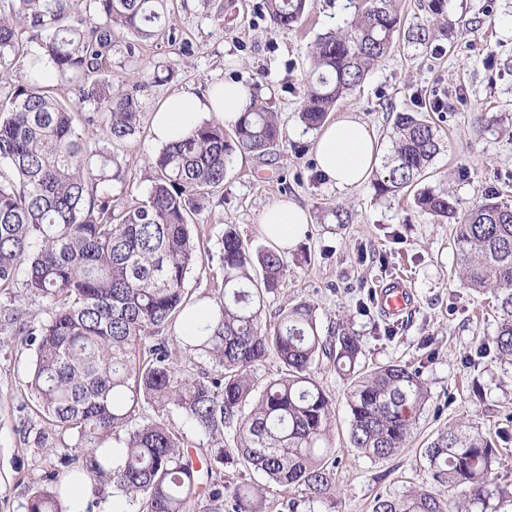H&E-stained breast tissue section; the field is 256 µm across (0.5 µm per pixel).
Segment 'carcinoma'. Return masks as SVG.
<instances>
[{
	"instance_id": "1",
	"label": "carcinoma",
	"mask_w": 512,
	"mask_h": 512,
	"mask_svg": "<svg viewBox=\"0 0 512 512\" xmlns=\"http://www.w3.org/2000/svg\"><path fill=\"white\" fill-rule=\"evenodd\" d=\"M276 28L297 23L306 0H263ZM167 0H0V72L10 69L27 43L25 79L0 85V292L24 274L31 295L48 303L38 331L27 330L18 309L3 306V326L19 325L36 343L28 391L50 434H68L80 456L33 483L27 512H65L62 484L70 471L90 475L88 499L98 504L120 493L142 512H266L273 487L297 488L282 504L287 512H334L335 449L326 447L332 398L313 376L327 361L349 382L350 446L371 459L405 448L429 400L420 370L390 362L365 369L360 337L345 328L320 334L314 307L282 311L277 328L261 324L265 296L287 272L272 244L257 249L231 226L223 239L224 291L211 321L193 336L174 329L191 307L185 282L202 259L190 225L224 182L236 151L266 155L283 140L281 124L257 101L232 133L205 121L164 146L148 162L146 200L114 203L101 187L126 184L128 170L114 147L139 132L136 89L105 78L116 64L136 61L143 46L162 34L173 38ZM401 22L395 0L358 9L344 33L313 46V75L303 88L300 121L321 127L336 104L360 85L394 47ZM49 63L67 82L63 102L42 84ZM382 195L417 185L440 152L438 130L421 112H403ZM415 205L456 224L453 245L459 278L489 292L500 321L492 353L512 364V204L488 197L457 217L448 193L425 188ZM186 363L175 360L176 351ZM277 377L253 369L269 357ZM211 364L194 374L187 365ZM152 408L155 416L145 415ZM177 410L210 439L191 467L188 450L164 412ZM234 448L224 447V435ZM121 463L108 466V450ZM499 448L495 439L464 421L442 430L423 449L431 479L458 492L453 502L423 488L379 496L372 512H512V491L489 489ZM240 464L263 483L227 490L224 467Z\"/></svg>"
}]
</instances>
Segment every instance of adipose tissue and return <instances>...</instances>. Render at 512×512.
Listing matches in <instances>:
<instances>
[{"label": "adipose tissue", "instance_id": "ef3b65f1", "mask_svg": "<svg viewBox=\"0 0 512 512\" xmlns=\"http://www.w3.org/2000/svg\"><path fill=\"white\" fill-rule=\"evenodd\" d=\"M252 103V88L241 82L216 83L200 94L176 93L166 97L154 110L152 134L157 143L165 145L211 118L232 125ZM315 148L319 168L330 184L350 189L371 177L379 142L367 123L345 118L322 128ZM308 223L307 209L291 199L274 202L259 216L262 234L284 250L297 245Z\"/></svg>", "mask_w": 512, "mask_h": 512}]
</instances>
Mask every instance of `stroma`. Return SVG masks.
I'll return each mask as SVG.
<instances>
[{
	"label": "stroma",
	"instance_id": "35a3bbf8",
	"mask_svg": "<svg viewBox=\"0 0 512 512\" xmlns=\"http://www.w3.org/2000/svg\"><path fill=\"white\" fill-rule=\"evenodd\" d=\"M360 3L311 0L298 23L281 29L271 26L263 0H173L175 42L159 36L143 48L144 61L173 68L172 81L152 82L142 63H126L112 75L138 85L141 102L140 131L120 149L130 184L111 189L125 205L148 195L144 168L160 149L151 117L166 96L240 81L280 120V146L265 156L234 153L223 186L194 218L202 259L187 276L191 302H210L222 292L225 228H235L252 247L266 245L258 224L262 210L291 198L307 209L310 224L284 254L288 271L266 298L263 326L275 328L282 309L305 301L314 307L321 334L342 326L360 337L366 367L395 362L422 371L430 398L406 448L375 461L349 445L346 381L329 365L315 368L334 402L328 445L336 450V512H371L376 497L419 487L448 499L447 487L432 481L421 448L461 419L493 437L512 432V368L476 354L496 334V302L455 274L453 222L417 209L407 190L381 196L370 181L336 189L318 169L316 131L298 119L314 42L346 31ZM427 4L398 0L403 36L337 103L331 118L352 117L373 127L383 165L393 152L396 115L429 112L442 145L425 185L448 192L462 213L490 196L512 203V0H447L449 13L461 20L453 28L433 19ZM420 24L429 30L424 44L406 36ZM434 101L440 107L433 111ZM336 206L349 212V223L328 217ZM401 273L413 308L395 319L379 309L375 291ZM34 359L24 334L0 333V512H26L32 482L59 468L73 444L67 435L49 450L35 441L43 423L27 407Z\"/></svg>",
	"mask_w": 512,
	"mask_h": 512
}]
</instances>
